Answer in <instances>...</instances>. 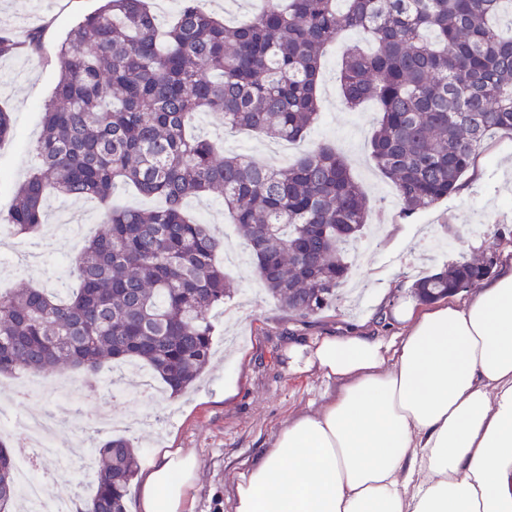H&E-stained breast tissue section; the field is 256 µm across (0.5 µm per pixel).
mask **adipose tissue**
Instances as JSON below:
<instances>
[{"label": "adipose tissue", "instance_id": "adipose-tissue-1", "mask_svg": "<svg viewBox=\"0 0 512 512\" xmlns=\"http://www.w3.org/2000/svg\"><path fill=\"white\" fill-rule=\"evenodd\" d=\"M392 322L291 345L336 393L238 475L232 512H512V267ZM199 471L190 451L151 459L138 512H194Z\"/></svg>", "mask_w": 512, "mask_h": 512}]
</instances>
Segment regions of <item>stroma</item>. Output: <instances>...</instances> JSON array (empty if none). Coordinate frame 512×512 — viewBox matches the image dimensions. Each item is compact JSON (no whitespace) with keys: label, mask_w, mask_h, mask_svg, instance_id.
I'll use <instances>...</instances> for the list:
<instances>
[{"label":"stroma","mask_w":512,"mask_h":512,"mask_svg":"<svg viewBox=\"0 0 512 512\" xmlns=\"http://www.w3.org/2000/svg\"><path fill=\"white\" fill-rule=\"evenodd\" d=\"M100 0H0V31L22 34L27 19L38 16L45 25L41 53H21L0 59V106L13 114L12 141L0 146V212L9 210L17 185L32 173L37 161L33 146L42 132V106L58 78L57 51L69 29L94 12ZM363 34L341 33L323 56L319 77L321 119L307 133L305 146L333 144L346 159L350 173L368 202V229L349 247L361 255L351 266V283L343 290L338 307L298 320L263 289L252 271V258L244 239L224 217V202L216 193L190 199L187 212L237 253L227 266L233 292L223 308L214 310V354L198 387L175 400L154 401L146 383L152 375L133 369L113 375L103 368L97 392L84 393L80 413L58 401L55 376L44 379L41 391L20 402L23 413L55 412L62 448L70 457L35 470L42 488L54 497L68 495L90 502L95 493V471L82 459L105 430H94L95 413L116 416L131 412L151 415V425L130 431L142 460L158 451L194 449L200 461L195 492V512H231L233 478L251 459L269 448L278 429L291 416L320 407L336 388L326 385L316 372L291 373L288 348L329 335L348 333L353 327L368 328L388 336L392 330L384 312L388 306L412 299L416 276L437 271L459 256L480 260L486 236L499 239L500 265L512 263V133L496 132L486 141L473 170L461 181V189L439 203L402 216L393 206L394 188L371 159L369 140L379 119L378 106L348 107L337 82L347 47L364 44ZM196 125L213 138L223 140L226 151L278 165V142L270 137L241 131L224 133V117L214 112L198 115ZM402 232L404 241L391 246L386 225ZM457 237H450L448 228ZM79 241L56 233L38 261L0 247V283L9 288L53 284L65 292L76 285L67 275Z\"/></svg>","instance_id":"obj_1"}]
</instances>
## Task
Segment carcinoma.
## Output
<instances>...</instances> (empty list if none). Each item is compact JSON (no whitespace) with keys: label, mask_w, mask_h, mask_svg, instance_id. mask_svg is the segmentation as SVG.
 <instances>
[{"label":"carcinoma","mask_w":512,"mask_h":512,"mask_svg":"<svg viewBox=\"0 0 512 512\" xmlns=\"http://www.w3.org/2000/svg\"><path fill=\"white\" fill-rule=\"evenodd\" d=\"M504 16L512 25V0H265L249 21L228 26L200 0H182L171 23L149 0H103L60 44L35 145L40 166L0 215L16 233H37L55 192L97 201L101 228L71 262L80 282L72 296L0 293V375L73 367L93 380L105 363L126 360L174 395L192 385L211 356V313L230 288L215 262L221 242L209 225L187 220L184 204L215 190L264 289L298 319L331 307L350 273L347 245L368 214L344 157L320 144L286 167H264L192 132V120L220 112L227 132L303 140L320 118L326 47L346 30L363 32L373 48L347 50L341 91L351 108L379 102L371 157L409 216L459 189L490 131L512 132ZM43 34L0 33V58L40 50ZM13 134L11 112L0 107V144ZM121 185L163 205L116 207ZM488 274L459 260L411 288L427 303ZM95 457L88 512H125L140 467L132 440H107ZM16 497L13 454L0 440V512Z\"/></svg>","instance_id":"1"}]
</instances>
